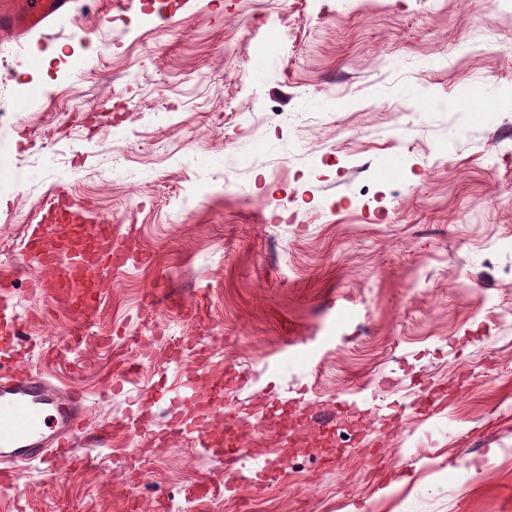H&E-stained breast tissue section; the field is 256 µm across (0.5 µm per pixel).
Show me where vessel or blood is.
<instances>
[{
    "instance_id": "vessel-or-blood-1",
    "label": "vessel or blood",
    "mask_w": 512,
    "mask_h": 512,
    "mask_svg": "<svg viewBox=\"0 0 512 512\" xmlns=\"http://www.w3.org/2000/svg\"><path fill=\"white\" fill-rule=\"evenodd\" d=\"M75 0H0V37L21 38L42 32L67 14ZM55 221L37 225L24 239L15 267L37 260L51 276L44 291L59 289L71 297L75 314L96 304L97 278L109 267L125 264L127 232L121 224H86L76 217L65 195L53 207ZM28 322L17 311L0 310V472L15 474L31 464L55 471L75 448L103 445L111 430L86 431L82 397L62 394L25 363L21 338ZM277 460L253 456L246 476L260 483L278 470Z\"/></svg>"
}]
</instances>
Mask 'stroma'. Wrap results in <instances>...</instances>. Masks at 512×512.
<instances>
[{"label":"stroma","instance_id":"obj_1","mask_svg":"<svg viewBox=\"0 0 512 512\" xmlns=\"http://www.w3.org/2000/svg\"><path fill=\"white\" fill-rule=\"evenodd\" d=\"M0 101V264L36 317L30 365L85 394L87 426L128 430L164 429L169 401L145 415L139 393L196 371L251 453L288 458L258 491L187 436L81 447L0 489V512H512V7L96 0L0 41ZM60 190L134 227L80 317L14 266ZM354 392L360 423L337 406ZM283 404L348 440L257 425Z\"/></svg>","mask_w":512,"mask_h":512}]
</instances>
